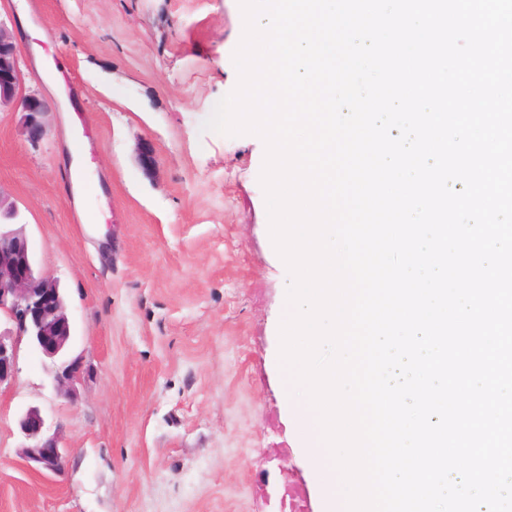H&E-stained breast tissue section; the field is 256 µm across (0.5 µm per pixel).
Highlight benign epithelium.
Returning a JSON list of instances; mask_svg holds the SVG:
<instances>
[{"label": "benign epithelium", "mask_w": 512, "mask_h": 512, "mask_svg": "<svg viewBox=\"0 0 512 512\" xmlns=\"http://www.w3.org/2000/svg\"><path fill=\"white\" fill-rule=\"evenodd\" d=\"M22 50L4 22L0 21V109L21 113L27 139L38 143L48 134L50 107L35 92H24L20 59ZM19 210L0 196V387L15 375L22 339L50 359L54 388L63 395L75 390L83 373L81 357L69 355L71 323L58 280L40 273L23 229L17 226ZM19 428L30 444L20 448L28 465L46 475H58L68 455L56 434L49 433L39 409L29 408Z\"/></svg>", "instance_id": "obj_1"}]
</instances>
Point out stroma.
Returning a JSON list of instances; mask_svg holds the SVG:
<instances>
[{"label":"stroma","mask_w":512,"mask_h":512,"mask_svg":"<svg viewBox=\"0 0 512 512\" xmlns=\"http://www.w3.org/2000/svg\"><path fill=\"white\" fill-rule=\"evenodd\" d=\"M27 2L46 38L19 40L23 88L56 110L36 144L0 111V194L64 290L85 375L65 397L50 359L21 348L0 389V512H282L290 484L326 512L332 477L316 445L297 448L286 410L277 327L291 276L269 233L265 145L203 127L238 82V0ZM51 59L74 79L69 122ZM87 131L104 224L84 223L59 166L66 136ZM31 407L68 451L60 475L19 453Z\"/></svg>","instance_id":"stroma-1"}]
</instances>
